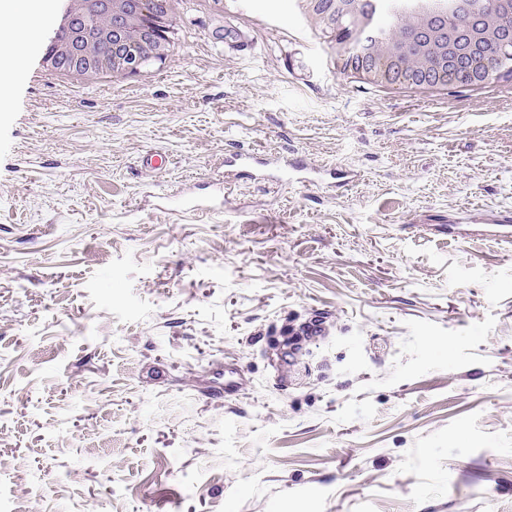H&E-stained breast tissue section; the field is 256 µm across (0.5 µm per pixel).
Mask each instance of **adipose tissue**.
Returning a JSON list of instances; mask_svg holds the SVG:
<instances>
[{"label": "adipose tissue", "mask_w": 512, "mask_h": 512, "mask_svg": "<svg viewBox=\"0 0 512 512\" xmlns=\"http://www.w3.org/2000/svg\"><path fill=\"white\" fill-rule=\"evenodd\" d=\"M47 8L46 0H0V92L19 76L12 60L18 51V35H34L35 24Z\"/></svg>", "instance_id": "ef3b65f1"}]
</instances>
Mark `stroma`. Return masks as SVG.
Listing matches in <instances>:
<instances>
[{"mask_svg": "<svg viewBox=\"0 0 512 512\" xmlns=\"http://www.w3.org/2000/svg\"><path fill=\"white\" fill-rule=\"evenodd\" d=\"M173 9L165 62L28 52L0 98V512H512V82L376 86L296 0ZM237 145L358 179L217 189ZM327 328L326 321L312 317L303 322L298 328L289 332L288 336V351L286 359L294 365L302 356V349L305 343L321 336H326Z\"/></svg>", "mask_w": 512, "mask_h": 512, "instance_id": "1", "label": "stroma"}]
</instances>
